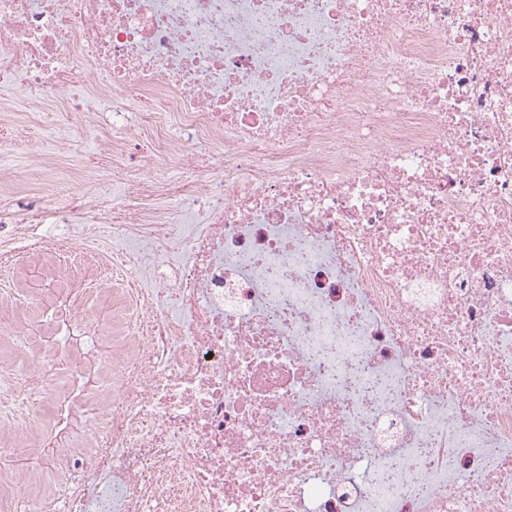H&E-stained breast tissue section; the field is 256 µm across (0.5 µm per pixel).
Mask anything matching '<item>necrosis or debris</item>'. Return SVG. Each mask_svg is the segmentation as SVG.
<instances>
[{
  "instance_id": "1",
  "label": "necrosis or debris",
  "mask_w": 512,
  "mask_h": 512,
  "mask_svg": "<svg viewBox=\"0 0 512 512\" xmlns=\"http://www.w3.org/2000/svg\"><path fill=\"white\" fill-rule=\"evenodd\" d=\"M0 80L111 103L113 178L178 201L113 210L123 264L182 258L167 312L67 257L112 294L92 378L0 319V512H512V0H0ZM63 394L82 450L13 477Z\"/></svg>"
}]
</instances>
